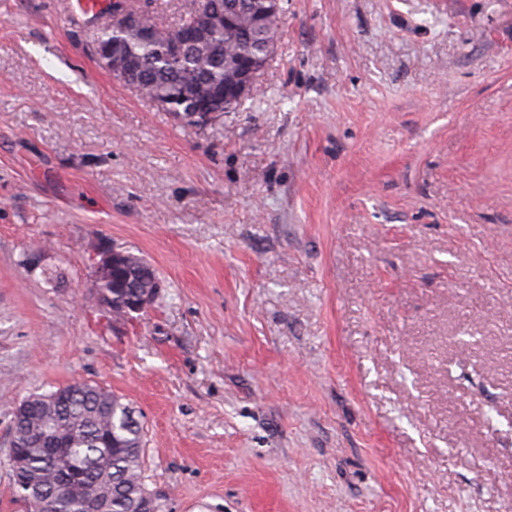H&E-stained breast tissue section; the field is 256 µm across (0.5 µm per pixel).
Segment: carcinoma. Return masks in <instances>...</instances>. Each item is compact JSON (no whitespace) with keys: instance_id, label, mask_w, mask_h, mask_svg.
I'll return each mask as SVG.
<instances>
[{"instance_id":"cac0c4a2","label":"carcinoma","mask_w":512,"mask_h":512,"mask_svg":"<svg viewBox=\"0 0 512 512\" xmlns=\"http://www.w3.org/2000/svg\"><path fill=\"white\" fill-rule=\"evenodd\" d=\"M250 6L237 30L213 26L196 49L178 63L170 61L169 45L183 30L194 26L198 16L191 8L174 26L158 27L157 38L146 41L135 30L123 35L110 27L98 29L92 47L112 49L121 38L141 84L140 93L163 99L172 113H184L198 100L210 99L227 112L242 105L235 98L223 99L234 56L258 53L277 40L278 24L259 22L266 0H241ZM159 277L147 260L126 252L112 267V281L96 284L98 306L114 323L129 320L130 303L143 289H152ZM28 414H14L18 447L10 464L18 497L27 512H84L82 502L72 497L69 482L58 470L56 436L64 440L70 458L80 461L82 483L106 495V512H164L159 499L149 500L143 470L146 446L144 424L134 417L132 403L98 384L75 382L30 395L20 402Z\"/></svg>"}]
</instances>
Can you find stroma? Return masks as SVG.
Instances as JSON below:
<instances>
[{"label":"stroma","instance_id":"stroma-1","mask_svg":"<svg viewBox=\"0 0 512 512\" xmlns=\"http://www.w3.org/2000/svg\"><path fill=\"white\" fill-rule=\"evenodd\" d=\"M282 7L197 126L0 0V512L13 408L74 381L166 512H512V0ZM95 244L159 274L126 323ZM269 62V58H254L245 62L236 86L238 97L243 99L254 95L262 71Z\"/></svg>","mask_w":512,"mask_h":512}]
</instances>
